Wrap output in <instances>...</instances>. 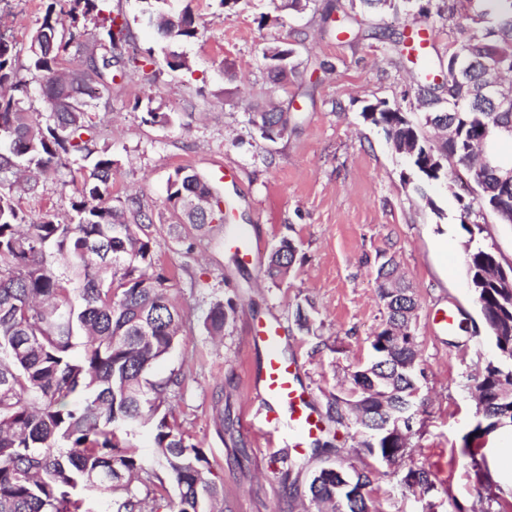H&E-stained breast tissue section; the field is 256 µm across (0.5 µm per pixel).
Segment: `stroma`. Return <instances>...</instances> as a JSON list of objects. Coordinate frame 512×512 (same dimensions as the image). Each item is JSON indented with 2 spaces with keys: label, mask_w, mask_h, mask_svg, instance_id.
I'll return each instance as SVG.
<instances>
[{
  "label": "stroma",
  "mask_w": 512,
  "mask_h": 512,
  "mask_svg": "<svg viewBox=\"0 0 512 512\" xmlns=\"http://www.w3.org/2000/svg\"><path fill=\"white\" fill-rule=\"evenodd\" d=\"M330 2L308 0L296 9L290 0H236L224 8L219 0H178L197 18L199 34L169 44L148 25L143 0H100L154 59L147 73L116 77L112 102L96 118L114 161L109 202L119 207L139 199L152 219L156 264L187 318L178 343L150 376L182 379L169 419L204 452L229 512H308L311 473L336 463L369 464L382 512H421L420 495L402 482L409 468L421 466L439 490L472 512L478 502L463 449L479 416L467 383L496 359L497 349L468 286L466 246L492 249L512 265V224L486 212L477 218L483 233L469 237L459 202L472 200L476 187L466 183L465 171H456L450 189L421 181L392 151L382 127L363 118L365 105L384 100L419 120L418 67L379 39L325 33L320 14ZM47 5L0 0V33L16 41L20 64L28 62L29 36ZM365 26L397 35L428 27L432 56L448 55V23L438 15L388 11ZM281 42L295 50L296 68L275 81L263 52ZM172 51L186 59L185 68L168 67ZM275 106L291 110L293 120L284 137L269 141L250 118ZM151 108L168 120L149 122ZM180 167L232 199L236 223L261 243L256 261L236 262L226 225L177 223L167 183ZM224 167L234 179L222 180ZM78 189L49 179L42 195L18 193L14 202L28 219L51 213L66 221ZM284 239L296 252L288 276L274 283L265 269ZM389 259L418 299L412 329L425 400L408 437L410 451L395 466L363 460L354 426L336 423L329 408L348 388L354 367L369 362L370 340L387 319L376 272ZM228 299L234 315L223 336H209L210 307ZM306 303L314 306L307 332L294 316ZM448 309L459 322L451 330L439 320ZM273 316L289 336L287 354L300 366L327 443L306 448L295 469L291 447H266L242 426L247 415L255 427L264 423L247 389L248 372L261 359L248 336L254 321Z\"/></svg>",
  "instance_id": "1"
}]
</instances>
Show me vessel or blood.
<instances>
[{
  "instance_id": "obj_1",
  "label": "vessel or blood",
  "mask_w": 512,
  "mask_h": 512,
  "mask_svg": "<svg viewBox=\"0 0 512 512\" xmlns=\"http://www.w3.org/2000/svg\"><path fill=\"white\" fill-rule=\"evenodd\" d=\"M250 342L264 350L261 366L249 377L251 389L266 404L269 429L262 438L268 445H276L281 431L286 429L292 433L294 449L303 450L315 438L320 423L313 414L296 362L285 354L287 338L280 323L268 319L252 324Z\"/></svg>"
}]
</instances>
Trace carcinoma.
<instances>
[{"mask_svg": "<svg viewBox=\"0 0 512 512\" xmlns=\"http://www.w3.org/2000/svg\"><path fill=\"white\" fill-rule=\"evenodd\" d=\"M67 32H58L55 6L49 4L41 23L31 32L26 71L39 80L46 112L24 106L28 81L17 67L18 50L0 35V176L31 168L37 175L18 183L28 195L39 194L47 174L71 177L89 158L95 164L84 179L71 210L77 221L59 222L46 216L27 223L15 206L13 187L0 191V512H84L78 491L106 497L110 512H210L224 500V490L208 477L203 451L187 442L168 420L171 399L181 380L147 378L152 363L168 354L185 325L183 312L170 297V279L151 274L153 253L148 233L151 218L135 199L116 208L106 202L112 186V154L99 146L93 114L112 100L116 73L145 71L152 57L130 52L132 34L126 22L101 15L98 0H65ZM149 14L158 15L157 33L167 40L197 35L189 9L172 14L167 0H143ZM365 12H397L414 0H360ZM448 15V57L475 62L466 74L448 70L447 98L436 93L420 71L421 95L446 108L425 113L424 125L405 113L380 112L374 124L389 142L405 148L404 155L427 182H445L452 167L467 168L479 139L491 146L512 140V112L471 109L484 70L512 73V0H441ZM470 6L474 26L453 23L461 8ZM96 29L93 43L85 40L87 24ZM82 52L76 69L63 68L60 57L70 47ZM286 112H260L251 118L268 140L288 131ZM512 160L497 157V169L477 173L480 195L462 206L461 221L476 210H492L512 220V186L501 176ZM200 192L212 197L208 216L184 207ZM224 197L197 174L178 169L168 181V201L191 224L224 223L219 204ZM296 248L282 240L270 255L265 275L284 279ZM68 256L71 271H60L56 256ZM472 294L493 335L498 357L474 378L477 424L464 448L471 459L478 500L488 484L489 469L480 440L497 425L512 423V288L495 284L497 254L466 249ZM396 268L382 263L376 281L388 317L385 328L371 339L373 362L351 373L349 398H335L336 422L342 409L365 401L354 411L358 433L381 418L380 409L422 405L418 374L422 373L412 333L417 301L410 288L386 293ZM235 312L233 301H217L205 325L216 336ZM151 424L155 429L157 462L143 463L131 449H122L118 431ZM363 453L389 465L407 454V442L385 432L371 443L359 442ZM403 483L422 496L435 490L424 468L406 472ZM371 470L342 465L322 467L310 479L311 502L329 503L333 512H378L367 494ZM176 490L169 495L168 486Z\"/></svg>", "mask_w": 512, "mask_h": 512, "instance_id": "obj_1", "label": "carcinoma"}]
</instances>
